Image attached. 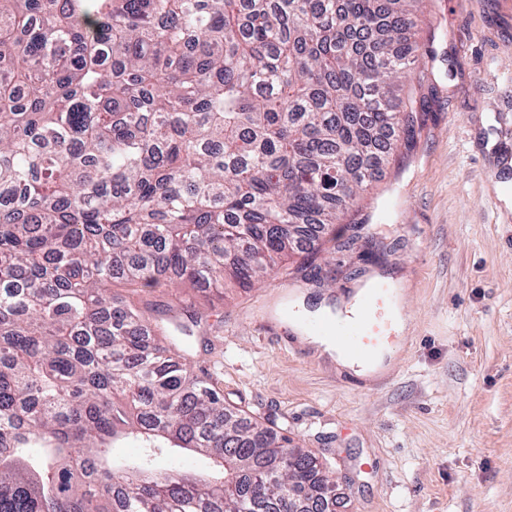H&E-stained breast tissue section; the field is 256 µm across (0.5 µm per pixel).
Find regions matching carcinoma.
Returning a JSON list of instances; mask_svg holds the SVG:
<instances>
[{"instance_id":"cac0c4a2","label":"carcinoma","mask_w":512,"mask_h":512,"mask_svg":"<svg viewBox=\"0 0 512 512\" xmlns=\"http://www.w3.org/2000/svg\"><path fill=\"white\" fill-rule=\"evenodd\" d=\"M419 2L0 0V512L336 503L112 285L250 288L336 223L429 116L396 120Z\"/></svg>"}]
</instances>
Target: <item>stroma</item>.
<instances>
[{"label": "stroma", "mask_w": 512, "mask_h": 512, "mask_svg": "<svg viewBox=\"0 0 512 512\" xmlns=\"http://www.w3.org/2000/svg\"><path fill=\"white\" fill-rule=\"evenodd\" d=\"M403 93L429 118L338 223L250 289L126 288L125 305L191 309L157 341L226 406L315 453L338 512H512V0H424ZM378 282L406 325L378 376L304 342L293 314Z\"/></svg>", "instance_id": "obj_1"}]
</instances>
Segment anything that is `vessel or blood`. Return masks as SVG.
Wrapping results in <instances>:
<instances>
[{"label": "vessel or blood", "instance_id": "vessel-or-blood-1", "mask_svg": "<svg viewBox=\"0 0 512 512\" xmlns=\"http://www.w3.org/2000/svg\"><path fill=\"white\" fill-rule=\"evenodd\" d=\"M392 304L390 290L382 284L362 288L352 300L349 317L334 320L322 317L310 329L325 335L357 360L370 359L380 348L393 342L392 326L383 317Z\"/></svg>", "mask_w": 512, "mask_h": 512}]
</instances>
